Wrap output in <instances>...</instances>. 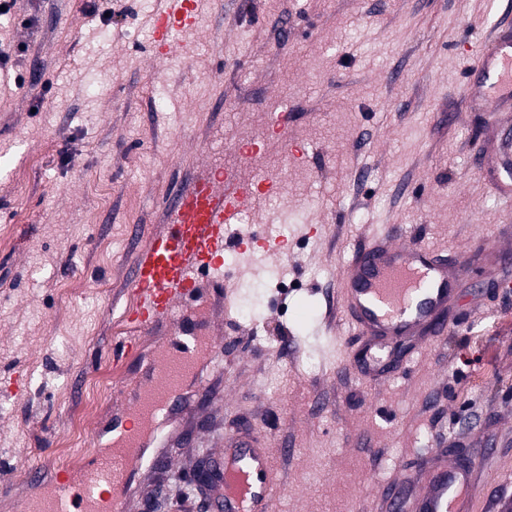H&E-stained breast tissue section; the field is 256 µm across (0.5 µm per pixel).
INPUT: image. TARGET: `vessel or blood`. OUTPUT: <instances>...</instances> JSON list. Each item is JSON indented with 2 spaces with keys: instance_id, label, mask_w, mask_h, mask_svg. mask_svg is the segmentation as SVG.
Wrapping results in <instances>:
<instances>
[{
  "instance_id": "1",
  "label": "vessel or blood",
  "mask_w": 512,
  "mask_h": 512,
  "mask_svg": "<svg viewBox=\"0 0 512 512\" xmlns=\"http://www.w3.org/2000/svg\"><path fill=\"white\" fill-rule=\"evenodd\" d=\"M200 0H165L154 20L158 43L170 46L176 30L195 26ZM479 77L467 82L464 95L473 103H512V39H490L478 51ZM273 193L278 184L240 182L219 175L197 177L165 202V224L137 247L130 264L134 305L127 320L136 335L122 342V352L136 354L139 334L183 315L182 301L205 280H224V252L253 253L254 237L240 229L242 212L258 189ZM394 225L372 228L347 263L337 308L360 345L357 366L372 381L394 370L397 347L441 343L451 332L448 309L458 295L461 262L437 259L430 248L406 245ZM207 346L196 332L176 337L145 378L119 387L124 418L109 454L71 473L62 488L30 500L25 512H125L131 449L146 447L158 416L194 373ZM220 453L223 480L213 501L218 512H274L277 479L268 437L249 428L225 437ZM475 459L447 461L435 456L431 470L417 481L395 482L382 492L383 512H473L471 490Z\"/></svg>"
}]
</instances>
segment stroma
<instances>
[{
    "instance_id": "1",
    "label": "stroma",
    "mask_w": 512,
    "mask_h": 512,
    "mask_svg": "<svg viewBox=\"0 0 512 512\" xmlns=\"http://www.w3.org/2000/svg\"><path fill=\"white\" fill-rule=\"evenodd\" d=\"M163 0H14L0 15V512L57 486L61 440L80 464L112 437V395L84 435L73 420L104 373L138 380L158 357L128 336L135 249L163 202L212 173L269 104L284 187L259 195L243 229L280 240L253 271L224 253L234 302L194 390L222 403L158 421L127 489L129 512H172L213 465L214 438L250 425L278 448L276 512H379L376 495L421 473L439 446L489 456L474 512L512 500V264L460 275L453 334L404 348L371 385L342 348L345 263L382 224L452 261L491 242L512 250L501 140L512 112L460 95L490 30L512 34V0H205L196 27L154 53ZM104 84L91 94L92 79Z\"/></svg>"
}]
</instances>
